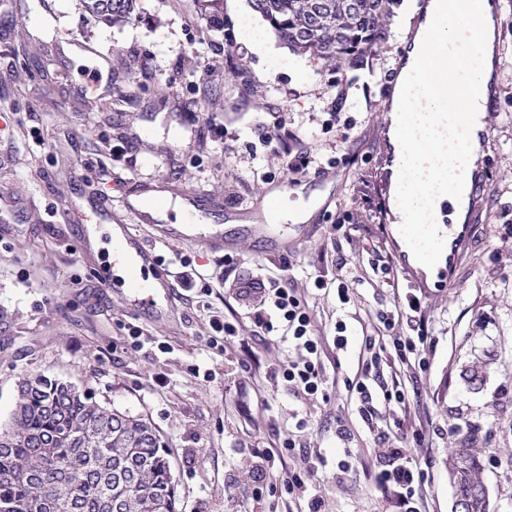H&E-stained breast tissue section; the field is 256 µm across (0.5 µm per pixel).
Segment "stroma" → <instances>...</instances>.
Wrapping results in <instances>:
<instances>
[{
	"label": "stroma",
	"mask_w": 512,
	"mask_h": 512,
	"mask_svg": "<svg viewBox=\"0 0 512 512\" xmlns=\"http://www.w3.org/2000/svg\"><path fill=\"white\" fill-rule=\"evenodd\" d=\"M418 0H396L389 36L357 68L294 54L267 30L270 56L245 33L250 0H137L134 19L105 27L80 0H0V424L20 381L44 375L78 386L108 408L148 419L168 446L179 512H305L283 483L321 455L314 480L324 512H395L378 489L377 446L349 391L367 336L424 334L427 369L384 354L376 383L399 385L405 407L378 404V423L421 432L413 455L425 474L419 512H455L451 464L472 427L489 512H512V0H502L495 139L481 229L458 287L418 290L409 310L389 255L382 107L397 78L405 23ZM308 165L299 173L298 158ZM200 209L195 237L170 239L175 211L137 225L173 284L164 315L134 307L99 271L112 265L111 225L125 198L163 195ZM277 236L235 234L265 223ZM198 277L180 284L181 258ZM283 280L308 308L322 345L323 394L295 395L274 368L304 352L258 334L249 281ZM349 288L341 304L339 284ZM384 312L395 326L385 329ZM234 338L211 345L212 316ZM352 335L336 349L337 322ZM146 338L131 348L129 326ZM484 363L479 380L465 373ZM306 418L297 430V418ZM351 433L336 439L337 424ZM295 448L282 451L285 439ZM266 448L268 487L253 498L251 451ZM349 459L344 482L336 465Z\"/></svg>",
	"instance_id": "1"
}]
</instances>
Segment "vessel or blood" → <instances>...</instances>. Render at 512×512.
<instances>
[{
	"mask_svg": "<svg viewBox=\"0 0 512 512\" xmlns=\"http://www.w3.org/2000/svg\"><path fill=\"white\" fill-rule=\"evenodd\" d=\"M442 8L432 22L428 39L419 55L409 64L420 76L425 97L423 106L438 112L448 109L449 97L462 100L453 124L461 134L466 147L477 154H484L493 139V118L486 115L474 120L466 102L476 96L469 77L468 64L457 66L451 73H443L430 67L429 57L448 20L463 17L475 22L479 16L472 0H467L464 10H457L456 0H440ZM488 176L483 162L466 168L461 181L449 185L448 192L457 200L458 210L454 221L428 225L433 237L432 245H425L410 224H390L386 234L391 242V256L409 275L414 288L456 287L459 270L473 247L478 226L476 216L480 202L488 190ZM112 251L124 271L116 282L134 296L138 304H154L156 298L168 297L172 288L168 273L160 268L151 245L135 234L131 224L118 223L112 227Z\"/></svg>",
	"mask_w": 512,
	"mask_h": 512,
	"instance_id": "vessel-or-blood-1",
	"label": "vessel or blood"
}]
</instances>
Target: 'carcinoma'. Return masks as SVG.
Masks as SVG:
<instances>
[{
  "mask_svg": "<svg viewBox=\"0 0 512 512\" xmlns=\"http://www.w3.org/2000/svg\"><path fill=\"white\" fill-rule=\"evenodd\" d=\"M99 22L132 19L136 0H82ZM294 52L331 65H356L385 41L392 0H250ZM455 499L487 512L475 449L462 441L452 464ZM177 512L164 445L143 419L97 403L47 377L22 380L10 423L0 428V512Z\"/></svg>",
  "mask_w": 512,
  "mask_h": 512,
  "instance_id": "cac0c4a2",
  "label": "carcinoma"
}]
</instances>
